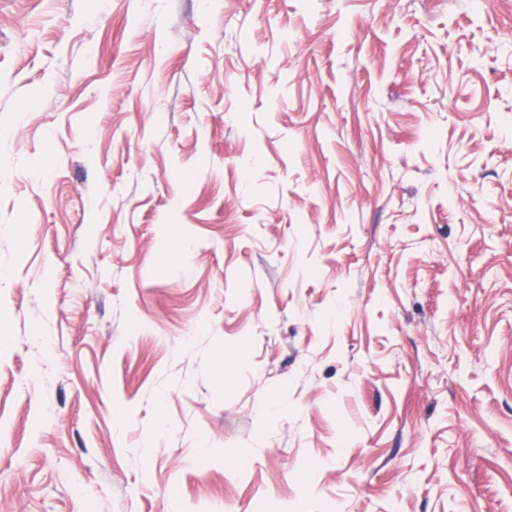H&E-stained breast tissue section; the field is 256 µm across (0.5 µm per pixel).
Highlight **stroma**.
<instances>
[{
	"label": "stroma",
	"instance_id": "35a3bbf8",
	"mask_svg": "<svg viewBox=\"0 0 512 512\" xmlns=\"http://www.w3.org/2000/svg\"><path fill=\"white\" fill-rule=\"evenodd\" d=\"M512 0H0V512H512Z\"/></svg>",
	"mask_w": 512,
	"mask_h": 512
}]
</instances>
